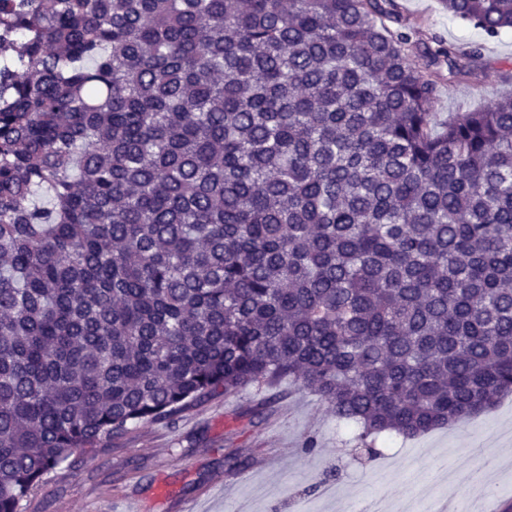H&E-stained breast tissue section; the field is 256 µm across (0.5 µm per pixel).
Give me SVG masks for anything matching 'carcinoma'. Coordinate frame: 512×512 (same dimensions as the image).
Returning <instances> with one entry per match:
<instances>
[{
	"mask_svg": "<svg viewBox=\"0 0 512 512\" xmlns=\"http://www.w3.org/2000/svg\"><path fill=\"white\" fill-rule=\"evenodd\" d=\"M483 50L395 0H0V512L285 379L367 448L511 396L512 95L435 112Z\"/></svg>",
	"mask_w": 512,
	"mask_h": 512,
	"instance_id": "cac0c4a2",
	"label": "carcinoma"
}]
</instances>
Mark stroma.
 <instances>
[{
  "mask_svg": "<svg viewBox=\"0 0 512 512\" xmlns=\"http://www.w3.org/2000/svg\"><path fill=\"white\" fill-rule=\"evenodd\" d=\"M402 14L459 47L482 40L479 30L448 15L438 0H396ZM485 57L471 82L443 87L435 110L441 116L477 110L512 92V32L486 42ZM261 398L249 389L208 403L176 427L154 426L127 448L113 451L105 466L72 456L56 467L21 512H181L197 500L200 512H235L251 501L258 512H291L298 498H321L323 512H344L347 503L377 492L395 504L410 497L411 473L438 476V462L457 473L479 467L470 449L497 461L490 474L495 504L512 502V398L493 409L413 439L392 436L375 459L356 457L352 428L329 416L313 393L291 389L274 404L267 421L254 427L246 411ZM317 442L306 454V438ZM250 459L236 473L224 471L227 453ZM142 462L128 467L129 459Z\"/></svg>",
  "mask_w": 512,
  "mask_h": 512,
  "instance_id": "1",
  "label": "stroma"
}]
</instances>
